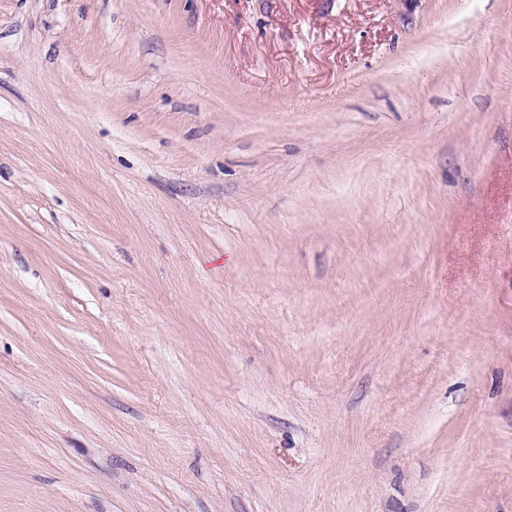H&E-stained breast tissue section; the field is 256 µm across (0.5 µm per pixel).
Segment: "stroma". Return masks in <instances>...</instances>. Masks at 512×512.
<instances>
[{
  "instance_id": "obj_1",
  "label": "stroma",
  "mask_w": 512,
  "mask_h": 512,
  "mask_svg": "<svg viewBox=\"0 0 512 512\" xmlns=\"http://www.w3.org/2000/svg\"><path fill=\"white\" fill-rule=\"evenodd\" d=\"M0 512H512V0H0Z\"/></svg>"
}]
</instances>
